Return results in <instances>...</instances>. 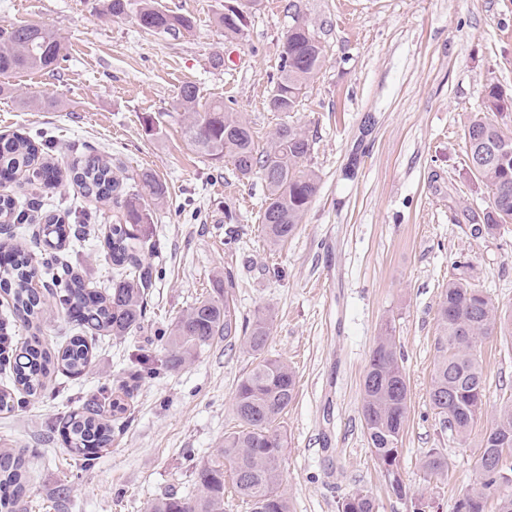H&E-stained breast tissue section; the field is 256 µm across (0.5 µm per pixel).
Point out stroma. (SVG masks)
I'll use <instances>...</instances> for the list:
<instances>
[{
	"label": "stroma",
	"mask_w": 512,
	"mask_h": 512,
	"mask_svg": "<svg viewBox=\"0 0 512 512\" xmlns=\"http://www.w3.org/2000/svg\"><path fill=\"white\" fill-rule=\"evenodd\" d=\"M157 2L191 15L192 31L150 32L135 14H101L98 0H0V28L41 23L68 44L56 69L9 76L15 93L0 95V135L49 141L48 161L64 170L92 149L110 158L124 186L148 170L167 187L141 253L153 269L144 324L93 341L92 373L53 375L43 397L0 411V448L34 454L30 512H55L62 484L72 488L66 512H145L162 494L193 493L191 463L213 458L236 426L235 388L255 359L240 343L219 341L169 371L161 338L227 278L239 320L269 313L267 350L297 374L298 394L281 423V489L291 512H337L338 500L358 489L372 493L377 512H411L376 466L360 415L369 354L386 326L410 393L402 477L439 512H456L475 480L481 437L512 397V340L494 337L477 346L486 397L470 435L450 431L429 403L437 309L449 280L464 277L512 312V224L487 236L468 223L488 191L469 168L464 139L478 114L512 131V111H481L489 86L512 98V0H298L325 59L287 116L267 101L294 23L288 0H261L234 40L215 24L224 0ZM186 83L245 113L258 144L283 122L312 139L306 165L319 188L284 246L263 239L262 176L241 179L230 162L208 160L185 139L176 99ZM24 96L52 105L27 107ZM6 189L21 201L49 198L73 224L91 215L94 234L77 270L90 287H111L102 240L115 221L112 204L83 197L68 180L48 189L28 173ZM145 365L156 373L135 389L129 418L84 465L65 447L61 419L79 398L117 388ZM431 450L449 462L436 482L421 468Z\"/></svg>",
	"instance_id": "35a3bbf8"
}]
</instances>
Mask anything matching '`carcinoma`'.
<instances>
[{
  "label": "carcinoma",
  "mask_w": 512,
  "mask_h": 512,
  "mask_svg": "<svg viewBox=\"0 0 512 512\" xmlns=\"http://www.w3.org/2000/svg\"><path fill=\"white\" fill-rule=\"evenodd\" d=\"M101 11L121 16L131 7L139 25L149 31L172 36L189 32L192 17L160 8L155 0H100ZM224 36L234 38L246 20L217 14ZM65 50V38L43 24H25L0 29V77L22 71H51ZM324 62V49L315 32L288 30L281 50V64L273 94L268 99L272 112H296L303 90ZM178 107L183 110L186 140L201 155L215 162L229 161L238 175L249 178L259 173L267 188L262 232L269 246L288 241L302 223L317 192L318 175L304 165L312 144L299 127L282 123L269 145L259 149L250 123L241 112L222 100L201 103L199 90L191 83L181 87ZM512 108V100L496 86L489 87L484 102L487 112ZM477 136L501 146L498 160L477 172L489 189L487 206L468 213V222L478 224L492 236L512 223V133L482 118L465 130L466 142ZM33 172L49 188L56 187L62 171L40 159L39 148L24 136L0 137V181L20 172ZM70 178L84 197L110 201L121 220L109 226L103 249L112 262V287L104 292L86 287L64 251L75 252L77 244L91 233L88 224H68L52 212L39 218L36 253L22 245L5 250L0 258V288L12 297L14 317L34 325L42 313L40 292L32 287L37 273L62 284L57 293L61 309L77 330L66 346L52 351L36 331L14 360L2 357L0 366L11 371L14 385L37 399L45 393L52 376L63 372L73 377L93 367L92 346L96 336H127L145 321L152 273L142 264L146 245L143 225L153 221V208L164 203L167 188L153 174L144 172L139 183L124 188L112 171V163L88 153L70 169ZM25 213L10 194H0V218ZM438 336L429 393L430 404L448 429L465 435L482 416L485 374L478 341L500 334L512 337V315L498 313L491 299L479 288L451 280L438 308ZM270 335V316L261 314L248 322L239 321L223 289L197 299L163 336L165 365L176 370L192 362L218 339L237 340L256 356L254 368L237 384L234 410L240 429L224 434L215 458L192 463L198 485L194 497L167 493L147 503L146 512H224L226 490L224 468H229L233 488L250 512H291L280 491V469L286 436L279 430L282 415L296 396V377L288 363L265 355ZM129 385L120 393L79 400V407L63 418L68 450L77 455L112 444V421L128 411ZM410 408L406 374L399 363L395 336L385 328L369 355L363 377L361 416L371 454L384 473L389 489L410 501L412 512H438L431 497L410 491L402 478L399 461ZM425 475L440 479L448 473V461L431 450L422 463ZM477 479L459 500L456 512H486L489 498L496 499L495 512H512V403L498 411L480 442L476 461ZM29 459L13 448L0 449V512H23L28 506ZM376 504L367 490L358 489L345 497L339 512H375Z\"/></svg>",
  "instance_id": "1"
}]
</instances>
